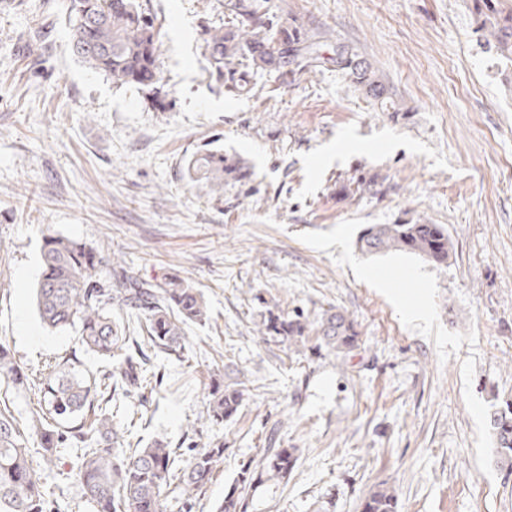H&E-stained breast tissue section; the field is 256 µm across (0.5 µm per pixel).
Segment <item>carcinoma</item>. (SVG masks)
Segmentation results:
<instances>
[{
  "instance_id": "carcinoma-1",
  "label": "carcinoma",
  "mask_w": 512,
  "mask_h": 512,
  "mask_svg": "<svg viewBox=\"0 0 512 512\" xmlns=\"http://www.w3.org/2000/svg\"><path fill=\"white\" fill-rule=\"evenodd\" d=\"M469 2L480 42L499 60L512 64V6L506 0ZM228 5L235 23L210 29L204 38L211 75L225 94L249 92L251 71L276 72L285 79L300 70H331L345 77L377 111L393 118L409 112L379 70L355 47L338 43L329 56L322 30L306 27L291 15L261 14L253 0H228ZM68 11L74 55L118 87L153 91L154 110L165 111L154 16L136 0H68ZM184 174L222 196L225 184L249 179L251 169L237 155L204 148L186 160ZM356 245L365 254L403 252L437 265L448 263L453 252L447 228L420 216L370 224ZM41 257L36 305L43 324L57 330L76 329L82 345L105 359L128 343L137 346L138 354L126 355L98 377L77 373L70 359L63 357L47 376L30 378L0 342V382L40 394L38 409L23 424L9 398L0 397V512H59L47 498L41 475L73 448L81 451L75 481L96 512H165L171 489L177 491L182 512H193L205 484L224 464V441L200 444L202 431L194 428V440L183 453L158 441L128 453L118 447L106 405L115 407L122 396L140 397L151 383L162 384L163 374L158 371L153 373L155 381L147 380L151 361L147 349L180 353L184 325L209 320L204 296L177 278L155 289L129 276L122 266L107 270L93 248L74 238L46 236ZM114 308L134 321V335L127 334L126 324L112 318ZM256 332L277 339L293 353L323 346L342 358L357 346L359 337L354 320L341 311H327L314 319L301 312L289 316L270 311ZM207 396V420L222 423L238 413L245 387L226 384L223 375L213 374ZM489 428L496 444L494 463L509 476L512 402L491 410ZM32 443L38 448H29ZM300 457L298 448L264 449L256 463L242 466L218 512H248L255 498L292 475ZM358 508L359 512H399L397 492L378 485Z\"/></svg>"
}]
</instances>
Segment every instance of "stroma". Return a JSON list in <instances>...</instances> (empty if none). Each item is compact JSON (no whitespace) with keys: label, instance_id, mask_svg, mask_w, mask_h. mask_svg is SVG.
<instances>
[{"label":"stroma","instance_id":"35a3bbf8","mask_svg":"<svg viewBox=\"0 0 512 512\" xmlns=\"http://www.w3.org/2000/svg\"><path fill=\"white\" fill-rule=\"evenodd\" d=\"M139 2L160 27L164 112L78 61L67 0H0V342L28 373L63 355L104 367L36 311L44 238H75L152 287L184 279L209 307L120 429L179 447L212 371L245 384L239 413L204 428L226 451L195 512H216L272 442L301 449L300 466L254 512H358L382 482L400 512H512L486 419L512 400V66L480 49L465 0H269L367 57L411 109L398 121L333 71L261 73L229 97L203 53L234 19L225 0ZM206 146L247 159L251 181L217 196L184 178ZM417 216L447 228L448 264L357 249L366 225ZM272 308L343 311L358 345L343 360L288 352L255 331ZM76 461L42 483L67 487L62 512H93L67 480Z\"/></svg>","mask_w":512,"mask_h":512}]
</instances>
